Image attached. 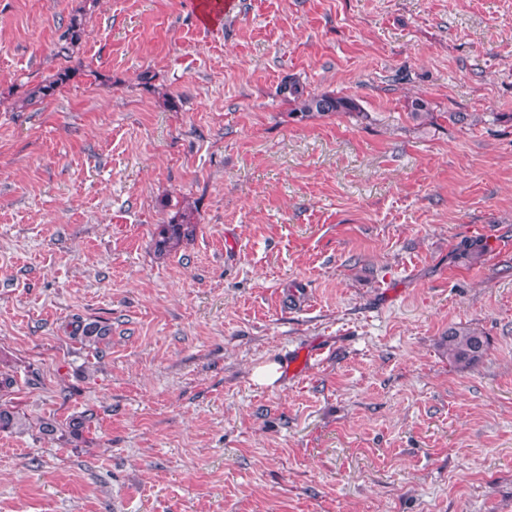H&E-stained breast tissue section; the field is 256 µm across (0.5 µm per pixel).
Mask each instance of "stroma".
Listing matches in <instances>:
<instances>
[{"label":"stroma","instance_id":"35a3bbf8","mask_svg":"<svg viewBox=\"0 0 512 512\" xmlns=\"http://www.w3.org/2000/svg\"><path fill=\"white\" fill-rule=\"evenodd\" d=\"M203 2L0 0V512H512V0ZM71 78V73L68 69H63L56 74L52 75L49 79L44 80L41 84L34 87L25 98L27 103H32L37 100H44L52 96L56 89L63 84H66ZM279 95L292 106L290 113L301 120L315 116L363 114L356 98L334 93L310 92L293 78L281 83ZM189 207L177 211L167 224H161L155 249L159 254L170 252L182 242L193 239L196 224L193 222L192 211ZM440 347L450 364L467 368L484 358L488 342L480 330L461 323L448 329V334L441 339Z\"/></svg>","mask_w":512,"mask_h":512}]
</instances>
